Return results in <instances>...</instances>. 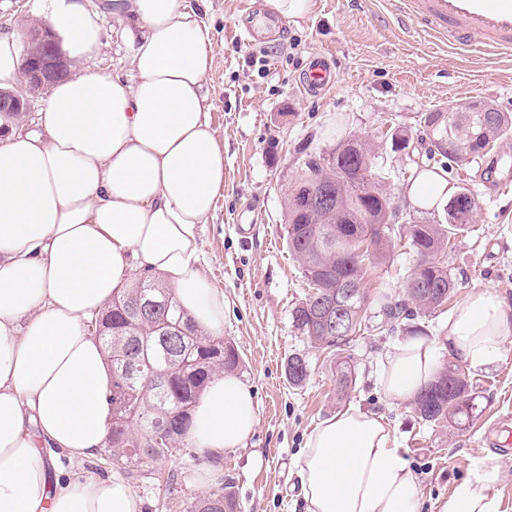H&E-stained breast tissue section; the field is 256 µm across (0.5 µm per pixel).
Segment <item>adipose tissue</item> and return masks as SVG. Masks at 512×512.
<instances>
[{
    "mask_svg": "<svg viewBox=\"0 0 512 512\" xmlns=\"http://www.w3.org/2000/svg\"><path fill=\"white\" fill-rule=\"evenodd\" d=\"M134 15L135 80L82 68L105 17L84 0H40L76 71L57 81L37 130L0 121V512H141L124 480L82 471L112 426L101 315L135 274L169 286L198 328L224 331V292L195 265L198 227L224 190V148L208 120L210 32L186 0H111ZM512 305L496 290L462 299L439 335L397 341L381 359L385 394L412 401L444 359L496 362ZM250 386L213 377L188 439L203 457L246 445ZM297 469L308 512H418L408 462L381 416L350 408L316 427ZM488 463L457 482L442 512H496Z\"/></svg>",
    "mask_w": 512,
    "mask_h": 512,
    "instance_id": "ef3b65f1",
    "label": "adipose tissue"
}]
</instances>
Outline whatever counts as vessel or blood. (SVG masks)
Segmentation results:
<instances>
[{"label": "vessel or blood", "instance_id": "vessel-or-blood-1", "mask_svg": "<svg viewBox=\"0 0 512 512\" xmlns=\"http://www.w3.org/2000/svg\"><path fill=\"white\" fill-rule=\"evenodd\" d=\"M424 32L458 49L486 55L512 54V0H396ZM336 73L325 56L311 60L301 84L311 95L334 86Z\"/></svg>", "mask_w": 512, "mask_h": 512}]
</instances>
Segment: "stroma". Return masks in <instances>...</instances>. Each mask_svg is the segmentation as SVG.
<instances>
[{"label":"stroma","instance_id":"obj_1","mask_svg":"<svg viewBox=\"0 0 512 512\" xmlns=\"http://www.w3.org/2000/svg\"><path fill=\"white\" fill-rule=\"evenodd\" d=\"M187 2L211 30L206 105L224 147V191L212 222L200 227L198 264L224 291L223 336L240 354L238 373L252 388L258 417L246 447L227 449L214 462L233 485L236 512H307L296 458L308 433L351 407L388 422L416 479L420 512H441L454 485L488 458L498 468L490 488L498 512H512V454L501 451L504 437L488 433L499 416L512 414V337L498 361L471 370L473 417L460 427L424 425L411 405L380 389L376 364L407 332L387 330L372 316L364 334L344 349L356 381L338 394L334 363L292 321L293 307L309 288L288 253L285 233L287 195L303 160L332 150L347 136L374 143L393 200L426 223H440L442 209L415 206L406 193L415 157L431 146L424 117L447 111L470 95L512 113V56L480 58L435 43L412 21L398 22L391 0H315L310 17L261 30L248 42L236 33L249 23L238 10L240 0ZM86 4L106 15L109 10V0ZM39 6V0H0V32L26 38L37 25ZM132 23L129 17L107 15L103 45L87 68L127 70L132 49L123 30ZM257 51L263 64H249V54ZM323 51L336 83L317 98L303 92L300 73ZM392 129L409 138L410 149L393 150ZM479 174L474 167L447 177L449 189L466 184L473 191L475 231L457 239L447 257L457 288L451 301L421 318L428 336L438 334L457 301L472 292L492 288L512 304V189L490 196ZM241 224L253 225L250 240L241 239ZM414 265L413 252L400 244L386 263H369V297L403 299ZM292 354L309 364V376L300 386L291 385L285 375ZM138 470L139 477L128 484L142 500L143 512H184L189 498L207 493L190 483L193 469L181 458H146ZM154 472L173 473L177 482L155 484Z\"/></svg>","mask_w":512,"mask_h":512}]
</instances>
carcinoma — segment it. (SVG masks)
<instances>
[{
  "mask_svg": "<svg viewBox=\"0 0 512 512\" xmlns=\"http://www.w3.org/2000/svg\"><path fill=\"white\" fill-rule=\"evenodd\" d=\"M425 127L433 149L417 169L446 173L478 162L480 156L512 130V113L489 108L482 100L430 112ZM385 177L375 163L374 145L348 137L322 156L300 166L286 207L288 251L299 263L312 293L292 310L293 324L311 343L330 353L342 351L353 336L367 329L370 298L364 286L366 261H385L395 237L407 239L416 265L405 283V299L378 298L379 316L387 325L415 323L448 302L456 288L445 256L459 235L475 223L476 202L467 187H458L444 208L445 222L418 224L415 218L395 228ZM341 311L345 338L327 329L324 313ZM92 331L110 353L109 402L112 430L107 449L112 461L127 469L144 458L200 457L187 438L192 407L203 387L217 374L240 366L234 345L222 336L205 335L176 300L172 290L142 276L117 295ZM288 382L301 384L308 363L288 357ZM355 380V369L336 357V383L343 394ZM472 381L466 371L448 363L438 379L414 401L417 416L430 425L458 424L471 418ZM227 491L195 497L186 512H235Z\"/></svg>",
  "mask_w": 512,
  "mask_h": 512,
  "instance_id": "1",
  "label": "carcinoma"
}]
</instances>
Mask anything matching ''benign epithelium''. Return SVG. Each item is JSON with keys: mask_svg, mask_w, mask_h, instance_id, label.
I'll return each mask as SVG.
<instances>
[{"mask_svg": "<svg viewBox=\"0 0 512 512\" xmlns=\"http://www.w3.org/2000/svg\"><path fill=\"white\" fill-rule=\"evenodd\" d=\"M25 94H0V112H12L27 103V95L67 75V60L54 31L43 26L30 32L22 65Z\"/></svg>", "mask_w": 512, "mask_h": 512, "instance_id": "7a95c632", "label": "benign epithelium"}]
</instances>
